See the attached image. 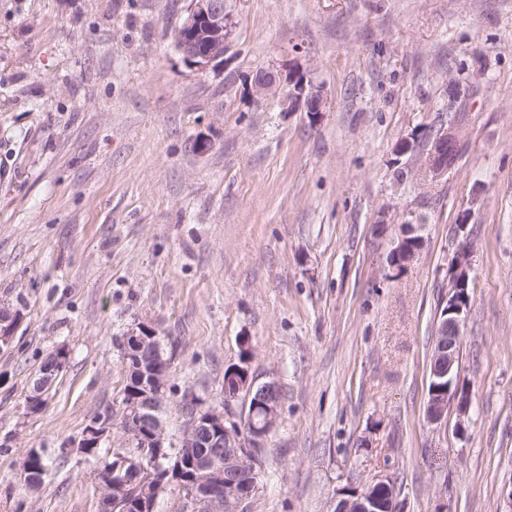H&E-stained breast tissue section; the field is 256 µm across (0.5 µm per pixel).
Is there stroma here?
<instances>
[{
	"instance_id": "stroma-1",
	"label": "stroma",
	"mask_w": 512,
	"mask_h": 512,
	"mask_svg": "<svg viewBox=\"0 0 512 512\" xmlns=\"http://www.w3.org/2000/svg\"><path fill=\"white\" fill-rule=\"evenodd\" d=\"M188 0H0V512H98L95 473L60 456L117 406L118 342L162 336L201 408L224 372L281 389L250 512H330L391 478L402 512H507L512 483V0H234L224 63L175 47ZM303 73L322 112L258 96ZM461 155L426 176L429 130ZM414 143L400 155L397 145ZM467 221L466 236L455 233ZM424 247L388 263L405 222ZM473 255L462 421L426 417L451 259ZM68 353L45 408L30 381ZM54 453L36 492L29 449ZM22 317L18 308L5 303L0 304V348L12 343L16 327L21 322ZM12 321L14 322L12 323Z\"/></svg>"
}]
</instances>
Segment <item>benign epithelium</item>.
Segmentation results:
<instances>
[{
	"label": "benign epithelium",
	"instance_id": "obj_1",
	"mask_svg": "<svg viewBox=\"0 0 512 512\" xmlns=\"http://www.w3.org/2000/svg\"><path fill=\"white\" fill-rule=\"evenodd\" d=\"M232 16L227 11V0H189L186 16L178 29L176 49L189 64L206 69L224 63V54L232 34ZM280 82L272 72L255 77L254 86L259 94L275 92ZM288 111L305 106L306 111H322L321 91L307 87L303 78H297L286 96ZM470 302L469 285L461 284L448 294L446 319L437 333L436 372L448 377V392L435 394L430 402V420L441 422L448 402L457 404L459 415L468 410L467 396L456 387L459 371L460 338L463 316ZM22 320L19 309L0 304V347L12 343L17 325ZM125 358L133 357L139 367V382L130 390L123 427L114 432L112 420L90 422L77 443L81 454L92 455L104 442L121 451L129 444L144 449L138 456L125 459L127 473L146 478L136 485H128L118 476L103 486L99 498L100 512H110L112 497L122 500L124 512H156L159 498L168 492L174 482H188L189 499L201 498L211 512H249V504L256 488L255 448L272 429L278 406L268 403L269 394L277 388L274 380L260 382L254 378L241 383L234 380V398L246 392L240 422L224 412V408L200 410L198 401L187 396L186 401L196 406L192 422L185 430L181 445L197 452L185 456L163 453L170 442L161 412L170 400L164 364L165 355L155 330L145 322L127 329L121 336ZM67 357L60 348L51 353L31 382L27 395V409L42 410L55 382L57 371ZM382 478L370 485V490L348 495L339 489L332 502V512H401L397 496L386 504L373 493V488L389 486Z\"/></svg>",
	"mask_w": 512,
	"mask_h": 512
}]
</instances>
